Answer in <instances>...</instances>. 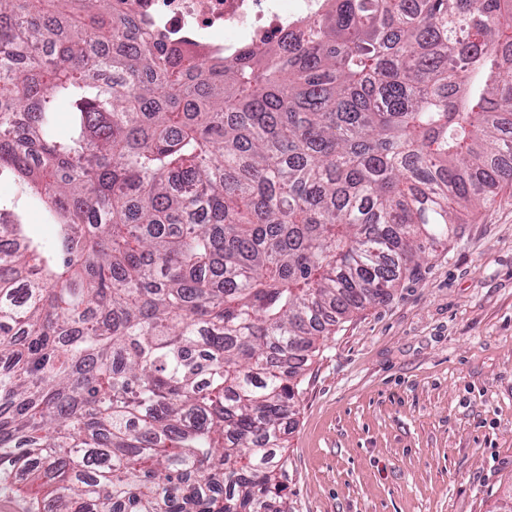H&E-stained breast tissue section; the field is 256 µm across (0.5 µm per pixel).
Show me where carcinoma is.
<instances>
[{"instance_id": "carcinoma-1", "label": "carcinoma", "mask_w": 512, "mask_h": 512, "mask_svg": "<svg viewBox=\"0 0 512 512\" xmlns=\"http://www.w3.org/2000/svg\"><path fill=\"white\" fill-rule=\"evenodd\" d=\"M112 2L0 0V175L55 228L0 202V490L288 512L317 339L512 180V0H318L214 62ZM19 211L22 212L26 224H29V229L35 237L42 241L51 239L52 224L46 222L41 207L30 205L24 200Z\"/></svg>"}]
</instances>
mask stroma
I'll list each match as a JSON object with an SVG mask.
<instances>
[{
	"label": "stroma",
	"mask_w": 512,
	"mask_h": 512,
	"mask_svg": "<svg viewBox=\"0 0 512 512\" xmlns=\"http://www.w3.org/2000/svg\"><path fill=\"white\" fill-rule=\"evenodd\" d=\"M288 512H494L512 490V185L320 337Z\"/></svg>",
	"instance_id": "1"
}]
</instances>
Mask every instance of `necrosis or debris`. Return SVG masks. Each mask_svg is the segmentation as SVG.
Instances as JSON below:
<instances>
[{"label":"necrosis or debris","mask_w":512,"mask_h":512,"mask_svg":"<svg viewBox=\"0 0 512 512\" xmlns=\"http://www.w3.org/2000/svg\"><path fill=\"white\" fill-rule=\"evenodd\" d=\"M315 0H113L116 16L134 19L149 37L183 47L205 61L244 43L281 39Z\"/></svg>","instance_id":"necrosis-or-debris-1"}]
</instances>
